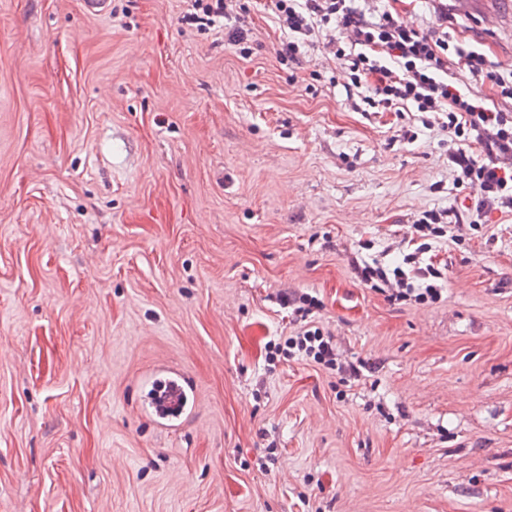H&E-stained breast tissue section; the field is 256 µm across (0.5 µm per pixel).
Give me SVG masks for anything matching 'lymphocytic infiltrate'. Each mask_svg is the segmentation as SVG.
<instances>
[{"label":"lymphocytic infiltrate","mask_w":512,"mask_h":512,"mask_svg":"<svg viewBox=\"0 0 512 512\" xmlns=\"http://www.w3.org/2000/svg\"><path fill=\"white\" fill-rule=\"evenodd\" d=\"M271 5L288 29L279 50L282 60L300 63L320 31L334 26L342 35L333 50L347 73V98H359L368 110L411 109L443 117L453 184L469 190L472 201L465 214L424 212L415 226L420 237L446 236L467 214L480 220L494 212L512 216L511 68L490 60L477 46L457 42L443 27L425 30L390 10H366L362 0H271ZM463 72L489 84L497 105H487L461 85ZM426 250L419 245L392 268L358 262L354 270L364 284H394L391 300H432L444 273L424 262ZM282 353L310 359L341 376L359 374L357 366L338 362L331 337L318 328L307 327L286 338Z\"/></svg>","instance_id":"lymphocytic-infiltrate-1"}]
</instances>
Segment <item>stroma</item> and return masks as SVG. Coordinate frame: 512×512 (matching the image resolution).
<instances>
[{"mask_svg": "<svg viewBox=\"0 0 512 512\" xmlns=\"http://www.w3.org/2000/svg\"><path fill=\"white\" fill-rule=\"evenodd\" d=\"M495 2L385 6L512 67ZM240 4L246 57L184 0H0V512H512V216L431 240V302L361 283L460 208L448 133ZM305 324L359 377L268 359ZM414 224L415 231L419 238L428 236L444 237L452 233L457 224H463V215L457 210L448 211H425L423 216ZM189 385L178 376L166 380L162 389L157 392L155 407L161 418L171 419L182 415L187 406Z\"/></svg>", "mask_w": 512, "mask_h": 512, "instance_id": "35a3bbf8", "label": "stroma"}]
</instances>
